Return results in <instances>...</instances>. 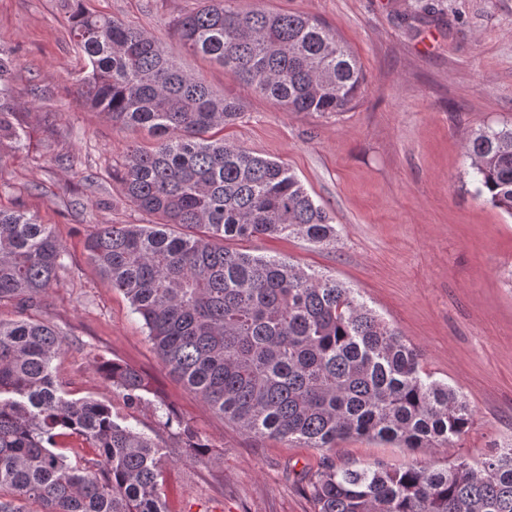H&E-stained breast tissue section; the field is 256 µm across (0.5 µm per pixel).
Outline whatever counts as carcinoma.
<instances>
[{"instance_id":"carcinoma-1","label":"carcinoma","mask_w":512,"mask_h":512,"mask_svg":"<svg viewBox=\"0 0 512 512\" xmlns=\"http://www.w3.org/2000/svg\"><path fill=\"white\" fill-rule=\"evenodd\" d=\"M236 0H200L175 22L183 45L292 112H343L363 71L321 21ZM71 32L86 60L78 94L115 125L156 138L131 146L120 170L125 198L152 224H100L89 260L130 301L169 372L207 408L257 437L333 448L366 436L413 452L451 448L472 410L431 379L420 351L354 291L290 261L224 242L300 236L336 242V225L282 162L207 133L234 122L240 105L172 60L156 39L74 0ZM0 52V162L24 130ZM477 192L512 216V125L468 140ZM50 226L0 209V304L32 307L65 267ZM63 335L48 323L0 319V512H163L159 441L124 423L112 406L69 399L53 363ZM97 370L130 407L151 391L127 364ZM159 424L181 428L188 457L208 451L198 433L160 404ZM76 436L93 455L71 462L58 439ZM318 512H512V444L444 468L323 467L311 481Z\"/></svg>"}]
</instances>
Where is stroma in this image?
Wrapping results in <instances>:
<instances>
[{"label":"stroma","mask_w":512,"mask_h":512,"mask_svg":"<svg viewBox=\"0 0 512 512\" xmlns=\"http://www.w3.org/2000/svg\"><path fill=\"white\" fill-rule=\"evenodd\" d=\"M72 0H0V49L15 60L14 96L27 129L0 162V209L50 225L68 254L39 308L0 305V319L33 318L66 340L56 366L69 397L111 404L165 447V512H317L305 481L323 462L402 466L413 453L352 437L333 448L254 438L210 411L162 364L125 295L88 262L85 241L99 224H148L115 178L129 144L151 148L146 130L123 129L87 109L70 38ZM161 42L201 74L241 116L223 136L279 160L322 204L338 231L334 245L265 236L244 242L256 255L290 260L335 277L398 330L433 379L455 386L473 412L455 454L475 459L512 441V216L478 196L464 153L487 126L512 124V0H238L314 16L347 43L366 82L343 112H290L256 95L223 67L191 54L173 23L198 0H90ZM70 157L71 168L59 166ZM130 365L151 383L128 408L94 367L96 357ZM166 404L211 445L187 458L176 429L158 424Z\"/></svg>","instance_id":"obj_1"}]
</instances>
